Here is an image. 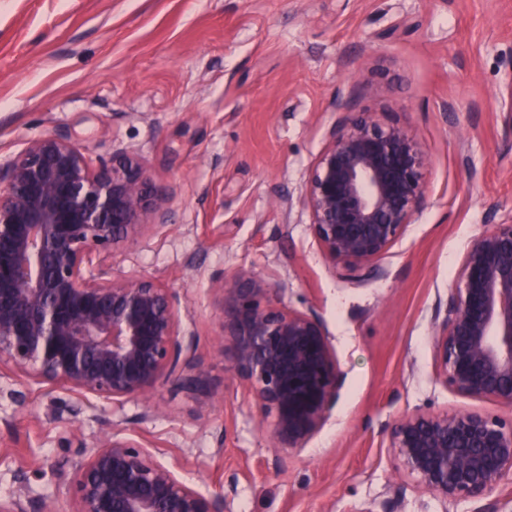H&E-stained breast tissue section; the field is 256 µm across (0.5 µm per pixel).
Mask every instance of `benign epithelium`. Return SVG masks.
I'll return each mask as SVG.
<instances>
[{
	"mask_svg": "<svg viewBox=\"0 0 512 512\" xmlns=\"http://www.w3.org/2000/svg\"><path fill=\"white\" fill-rule=\"evenodd\" d=\"M428 159L412 132L370 115L345 116L310 169L304 204L325 256L351 275L376 260L425 200ZM156 211L141 156L92 164L68 139L42 135L0 159V365L49 390L114 405L166 381L207 391V367L179 334V301L151 276L114 279L93 259L130 246ZM224 374L246 386L277 454L300 452L342 384L321 318L270 298L260 276H215ZM445 384L512 406V217L466 246L435 337ZM398 469L443 503L480 500L512 473V421L478 412L406 414L388 432ZM76 512H225L129 436L107 433L75 466Z\"/></svg>",
	"mask_w": 512,
	"mask_h": 512,
	"instance_id": "7a95c632",
	"label": "benign epithelium"
}]
</instances>
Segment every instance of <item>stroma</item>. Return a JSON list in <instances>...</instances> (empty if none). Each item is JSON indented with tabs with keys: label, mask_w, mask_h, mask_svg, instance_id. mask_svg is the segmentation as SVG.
I'll return each mask as SVG.
<instances>
[{
	"label": "stroma",
	"mask_w": 512,
	"mask_h": 512,
	"mask_svg": "<svg viewBox=\"0 0 512 512\" xmlns=\"http://www.w3.org/2000/svg\"><path fill=\"white\" fill-rule=\"evenodd\" d=\"M510 81L512 0H0V156L43 134L96 164L140 154L152 227L99 262L175 289L214 380L207 398L167 382L115 407L0 372V499L75 512V444L114 432L228 493L231 512H512V475L447 505L397 469L386 434L415 412L512 419L447 387L434 347L466 245L512 216ZM363 113L409 127L429 168L380 275L357 281L323 256L303 197L332 126ZM240 270L323 320L344 375L321 429L282 459L215 341L212 278Z\"/></svg>",
	"instance_id": "35a3bbf8"
}]
</instances>
